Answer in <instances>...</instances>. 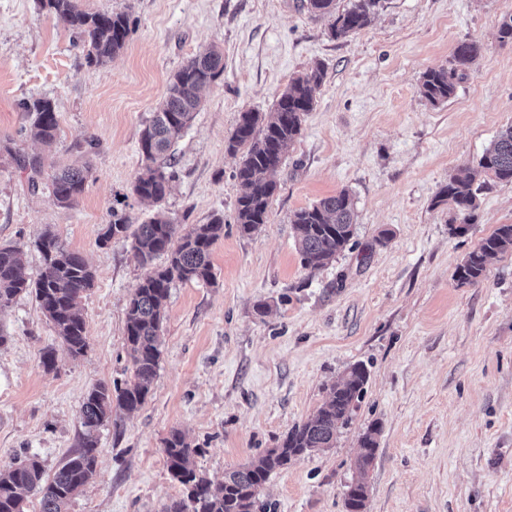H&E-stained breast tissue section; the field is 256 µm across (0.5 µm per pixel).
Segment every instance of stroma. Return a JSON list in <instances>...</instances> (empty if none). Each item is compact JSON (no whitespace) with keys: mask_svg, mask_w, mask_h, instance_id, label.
Wrapping results in <instances>:
<instances>
[{"mask_svg":"<svg viewBox=\"0 0 512 512\" xmlns=\"http://www.w3.org/2000/svg\"><path fill=\"white\" fill-rule=\"evenodd\" d=\"M76 3L128 14L131 33L111 62L88 64L40 0H0V244L25 252L23 273L34 281L35 241L49 230L95 272L80 302L84 355L60 349L34 296L0 311V466L35 454L53 476L79 446L87 392L124 377L126 307L155 266L136 258L130 240L103 238L123 196L132 224L162 212L186 230L220 215L224 235L213 283L171 289L151 391L98 429L97 472L69 512H162L182 498L163 453L174 429L194 449L193 468L222 482L277 447L357 363L369 379L351 420L333 447L270 475L260 491L267 512H345L360 439L375 423L366 512H512V252L492 258L478 282L456 276L470 251L512 224V183H483L467 225L434 203L512 124V44L498 39L512 0H379L366 28L338 38L331 18L311 15L303 0ZM464 40L480 44L477 64L453 97L431 103L423 74L447 65ZM211 45L224 53V72L172 145L168 195L140 202L130 193L140 132L171 74ZM318 64L324 79L274 176L268 222L241 235L235 173L246 152L228 153V141L241 113L271 111ZM38 98L57 111L49 147L20 108ZM22 156L41 158L37 183ZM60 165L89 171L70 207L47 186ZM343 190L354 244L306 270L290 218ZM49 346L52 371L40 362Z\"/></svg>","mask_w":512,"mask_h":512,"instance_id":"1","label":"stroma"}]
</instances>
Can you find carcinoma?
Returning <instances> with one entry per match:
<instances>
[{
  "label": "carcinoma",
  "instance_id": "carcinoma-1",
  "mask_svg": "<svg viewBox=\"0 0 512 512\" xmlns=\"http://www.w3.org/2000/svg\"><path fill=\"white\" fill-rule=\"evenodd\" d=\"M41 2L80 38L89 63L104 64L124 49L131 31L127 14L83 11L78 9L75 0ZM377 3L378 0H355L350 9L339 15L335 14V0H306V8L314 16H335L331 34L342 37L367 27ZM480 55L478 43L461 42L449 66L423 74L421 94L432 103L448 101ZM223 72V52L210 46L196 53L172 75L164 99L141 132L139 145L144 165L132 182L133 195L153 202L167 195L174 179L169 150L199 112L201 92ZM323 77V68L318 65L288 84L273 111L241 114L228 144L231 153L243 145L248 146L236 172L241 187L236 224L241 234L249 236L267 223L269 200L276 191L271 176L282 164L287 147L300 134L304 115L313 110V93ZM20 108L28 114L35 137L51 145L58 131L52 101L24 100ZM478 171L496 181L512 183V126L486 149L478 162ZM87 179L88 172L78 168L54 171L49 175L53 200L60 206L73 205L84 192ZM476 198L475 175L469 173L442 186L434 205H452L468 224L473 218ZM290 223L302 266L315 272L328 265L353 239L352 200L347 192L341 191L294 212ZM129 228L130 217L124 210L114 207L104 239L125 238ZM223 235L222 216H215L206 224H194L187 231L163 215L138 225L132 234V247L140 260L150 263L164 255L166 262L139 284L127 306L125 346L132 375L120 386L112 388L99 383L88 392L82 404L85 431L79 450L67 458L52 478H44L43 465L35 455L0 468V512H25L23 493L32 490L41 496L40 512H68L71 500L96 472L95 432L110 418L112 404L132 412L150 393L157 376L160 332L172 284L177 281L212 283V247ZM36 248L43 259V270L36 281L30 282L22 274L24 253L11 245H0V310L9 307L22 294L35 295L64 349L73 356L81 355L87 349V329L79 302L93 287L95 273L82 255L67 249L48 231L38 237ZM508 250H512V224H502L466 255L458 267L459 279L479 281L486 273L488 260ZM367 380L364 365H352L311 418L295 426L278 447L268 449L247 467L227 472L224 481L217 486L189 467L195 449L180 431H172L164 439L163 453L168 472L183 487L184 497L165 505L163 512H257L259 487L271 473L331 446L338 429L348 423ZM378 433L379 426L373 424L362 436L356 475L347 486V491L353 493V498L363 508L367 507V476L378 448Z\"/></svg>",
  "mask_w": 512,
  "mask_h": 512
}]
</instances>
